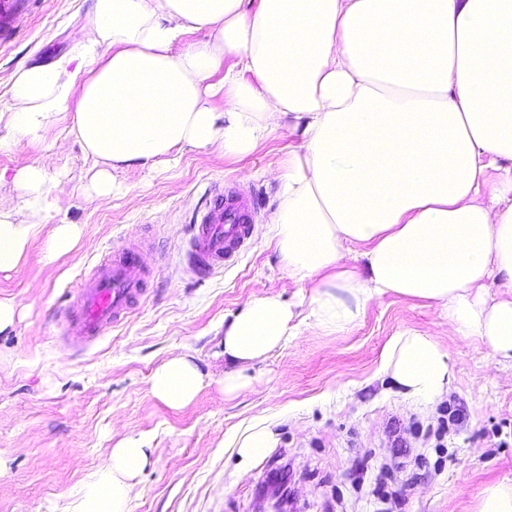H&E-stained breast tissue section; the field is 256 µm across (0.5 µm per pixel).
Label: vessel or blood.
<instances>
[{
  "instance_id": "b4317fda",
  "label": "vessel or blood",
  "mask_w": 512,
  "mask_h": 512,
  "mask_svg": "<svg viewBox=\"0 0 512 512\" xmlns=\"http://www.w3.org/2000/svg\"><path fill=\"white\" fill-rule=\"evenodd\" d=\"M255 218L252 201L213 190L184 243L188 271L204 279L215 269L233 264L253 238ZM150 278L151 266L143 253L114 250L76 293H64L59 301L57 315L65 319L73 344H90L123 321L146 298Z\"/></svg>"
}]
</instances>
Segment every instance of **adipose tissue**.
Instances as JSON below:
<instances>
[{"label": "adipose tissue", "instance_id": "ef3b65f1", "mask_svg": "<svg viewBox=\"0 0 512 512\" xmlns=\"http://www.w3.org/2000/svg\"><path fill=\"white\" fill-rule=\"evenodd\" d=\"M67 109L99 197L115 194L116 173L173 167L184 149L243 159L287 133L286 159L266 172L280 198L268 222L289 277L315 286L312 325L344 332L394 294L436 303L448 335L512 361V294H485L496 278L512 291V0H92L81 47L16 72L0 147L40 140ZM51 166L47 155L13 178L0 271L64 191ZM353 251L361 267H346ZM293 319L275 296L241 305L224 325L225 394L286 344ZM382 369L409 398L455 379L418 331L390 339ZM203 386L188 354L150 379L173 409ZM151 462V449L118 444L67 512H127Z\"/></svg>", "mask_w": 512, "mask_h": 512}]
</instances>
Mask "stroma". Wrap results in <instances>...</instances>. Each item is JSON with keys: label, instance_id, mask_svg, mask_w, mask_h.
Instances as JSON below:
<instances>
[{"label": "stroma", "instance_id": "1", "mask_svg": "<svg viewBox=\"0 0 512 512\" xmlns=\"http://www.w3.org/2000/svg\"><path fill=\"white\" fill-rule=\"evenodd\" d=\"M10 2L0 11V112L20 65L77 49L90 25L91 0ZM73 115L62 112L41 141L0 150V205L13 207L16 172L57 144L54 173L67 193L48 221L82 229L70 254L50 256L44 231L0 272V299L20 311L0 332V512H65L122 440L154 451L128 512H253L283 467L296 512H475L485 486L512 479V365L477 339L444 335L426 301L384 297L339 334L299 325L247 389L226 397L225 319L253 294L278 296L302 317L313 294L281 265L267 224L279 199L264 172L285 159L287 138L274 135L243 160L189 148L174 168L118 174L120 193L100 198L84 179L92 158L67 135ZM243 181L258 205L253 239L233 265L196 280L182 260L186 226L207 188L235 192ZM121 243L148 252L152 295L91 345L66 349L53 308ZM406 330L440 339L455 367L437 401L406 398L382 370L386 344ZM183 354L206 383L174 410L149 380ZM447 406L461 417L441 433ZM255 427L273 443L246 459L237 442Z\"/></svg>", "mask_w": 512, "mask_h": 512}]
</instances>
